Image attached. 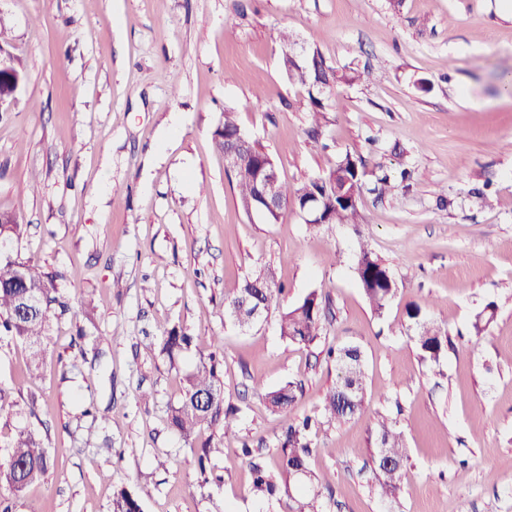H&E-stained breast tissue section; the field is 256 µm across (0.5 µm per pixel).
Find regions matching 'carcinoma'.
<instances>
[{"mask_svg": "<svg viewBox=\"0 0 512 512\" xmlns=\"http://www.w3.org/2000/svg\"><path fill=\"white\" fill-rule=\"evenodd\" d=\"M282 65L288 70L291 83L310 88L312 73L290 57L294 44L292 36L281 34ZM314 119L313 131L321 127L324 106L322 93L308 92ZM239 129L235 113L224 111L222 128L215 132L217 146L222 152L230 148L229 137ZM270 157L269 152L258 140H252L242 152L241 163L230 171L237 188L241 207H246L258 193L260 166ZM361 161L347 154L325 175L313 178L295 188L280 183V197L283 207L302 209L305 202L314 197L323 200L326 224H357L359 212L357 199L361 188ZM23 234V225L15 223L14 215L0 214V242L18 239ZM355 271L363 293L377 313H382L397 293V284L389 268L368 248L360 247L355 260ZM30 289L41 293L37 310L28 313L22 309V300ZM281 290L268 271H259L244 279L237 293L224 303V308L235 324L249 327L255 323L253 311L259 306L267 310L275 291ZM67 302L54 284V276L42 271L31 260L18 257H0V334L12 336L31 345V359L39 361L46 352L43 344L44 330L50 315L57 310L66 311ZM418 305L408 310L418 329V344L424 357L438 362L448 334L434 322L421 318ZM322 318L321 301L317 291L309 292L300 303L282 313L279 331L282 338L308 346L320 338ZM161 352L170 360L187 350L193 337L174 326L161 333ZM335 355L339 368L353 362L351 377L331 389L325 397L323 415L327 421H344L361 411L365 404L366 379L361 364V351L356 346H344L329 350ZM223 370L216 356L201 361L195 369L184 376L183 397L171 410V427L189 445H194L195 431L204 426L229 432L237 421V409L224 404V388L221 380ZM303 392L302 381H289L279 389L267 394L273 409L286 416L294 411ZM318 423L314 415H304L287 424L283 438L279 441V456L275 469L248 447L242 448L252 476L251 490L260 499H270L278 494L293 497L290 512H321L317 506L320 491L312 486L308 491L292 496L291 481L308 477V458L312 452V428ZM378 454L375 469L381 477L384 493L393 495L398 489L399 471L388 469L384 460L389 458L403 464L407 450L400 431L385 416L378 419ZM223 452L219 445L210 441L203 443L196 451L200 478L208 480L206 462L210 455ZM49 455L43 448L37 434L28 429L19 431L13 439L5 461L0 463V512H9L7 497L22 493L47 471ZM110 512H142L138 500L125 488L113 494Z\"/></svg>", "mask_w": 512, "mask_h": 512, "instance_id": "carcinoma-1", "label": "carcinoma"}]
</instances>
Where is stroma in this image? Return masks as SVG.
<instances>
[{"instance_id": "35a3bbf8", "label": "stroma", "mask_w": 512, "mask_h": 512, "mask_svg": "<svg viewBox=\"0 0 512 512\" xmlns=\"http://www.w3.org/2000/svg\"><path fill=\"white\" fill-rule=\"evenodd\" d=\"M0 23L25 74L0 109V213L25 226L6 250L69 302L39 366L0 336L15 402L0 460L24 425L50 457L11 512H109L120 487L142 512H289L252 494L241 446L274 463L284 418L267 394L286 382L303 383L299 412L322 413L336 345L363 353L365 407L313 431L322 512H512V0H0ZM284 31L336 73L316 143ZM228 109L290 186L361 159L358 226L248 215L214 140ZM363 245L397 283L380 315L354 274ZM262 269L284 291L239 328L224 301ZM313 290L320 341L282 339L281 313ZM414 303L449 336L439 362ZM174 326L194 343L172 364L143 344ZM212 353L240 418L202 484L168 413ZM382 415L409 455L392 497L373 465Z\"/></svg>"}]
</instances>
